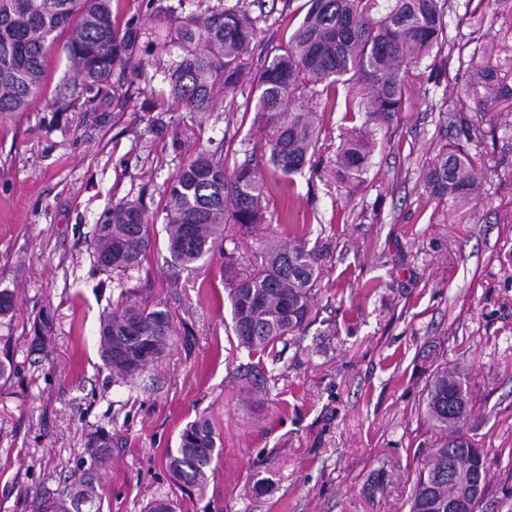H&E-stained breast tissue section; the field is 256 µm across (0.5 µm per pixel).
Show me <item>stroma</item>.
<instances>
[{
    "label": "stroma",
    "instance_id": "obj_1",
    "mask_svg": "<svg viewBox=\"0 0 512 512\" xmlns=\"http://www.w3.org/2000/svg\"><path fill=\"white\" fill-rule=\"evenodd\" d=\"M307 0H113L141 25L140 64L119 93L61 112L67 60L52 52L42 97L0 114V289L16 295L0 317V512H30L27 491L56 493L95 426L112 433L100 474L103 512H146L160 496L177 512H409L435 436L424 420L443 365L468 375L469 435L489 457L477 512H512V97L492 109L467 87L476 66L512 87V0H452L449 44L416 69L406 104L376 124L361 178L337 167L355 126L327 112L311 161L273 190L262 224L230 225L223 252L193 273L167 264L165 190L197 152L227 170L261 158L272 130L256 114L251 81L219 96L207 117L172 99L165 72L180 53L157 7L184 14L241 4L260 22L246 58L255 69ZM474 158L477 198L439 199L423 172L441 140ZM137 201L153 224L142 267L116 280L98 271L89 235L103 212ZM324 241L320 316L279 363L237 346L224 265L249 270L262 242ZM168 308L175 337L135 387L115 383L98 326L122 289ZM54 319L44 350L30 348L40 311ZM201 413L223 432L204 491L185 493L165 462ZM266 482L256 493V482Z\"/></svg>",
    "mask_w": 512,
    "mask_h": 512
}]
</instances>
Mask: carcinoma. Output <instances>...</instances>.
<instances>
[{"label": "carcinoma", "mask_w": 512, "mask_h": 512, "mask_svg": "<svg viewBox=\"0 0 512 512\" xmlns=\"http://www.w3.org/2000/svg\"><path fill=\"white\" fill-rule=\"evenodd\" d=\"M449 0H308V9L287 39L279 42L254 76L257 112L274 135L266 144L269 173L245 163L227 173L224 158L198 152L171 179L167 193V250L171 265L193 270L222 250L224 225L247 231L261 223L273 186L301 172L310 162L321 132L316 112H288L297 93L322 86L325 106L336 108L339 86L352 75L359 93L345 100V112H361L389 122L405 105L409 74L419 61L448 43L445 8ZM172 40L182 54L166 79L174 99L191 112H208L219 89H235L244 74L242 59L255 37L257 19L235 5L201 15L177 16ZM68 62L64 90L82 97L110 87L122 89L121 77L138 63L140 25L131 17L118 22L112 0H0V112H26L40 98L47 57L55 40ZM473 94L487 105L508 93L492 67L475 69ZM375 147L368 123L354 129L339 155L341 169L360 175ZM424 179L438 198L477 194L474 161L458 143L440 146ZM152 224L134 201L108 208L92 230L94 266L125 274L139 268L150 250ZM322 247H308L299 236L286 244L266 245L254 255L250 271L230 278L232 332L238 347L250 353L273 352L303 336L316 322ZM53 319L45 313L33 322L31 345L41 349L52 339ZM100 354L118 382L131 384L158 361L174 337L171 313L129 291L100 320ZM427 419L438 435L428 449L410 496L409 512H448V503L468 498L471 482H487L488 462L465 432L472 404L465 375L444 368L428 389ZM223 444L206 414L181 430L178 445L165 459L182 490L205 487ZM87 459L70 473L56 497L31 494L32 512H102L98 474L112 459V434L97 427L86 434Z\"/></svg>", "instance_id": "obj_1"}]
</instances>
